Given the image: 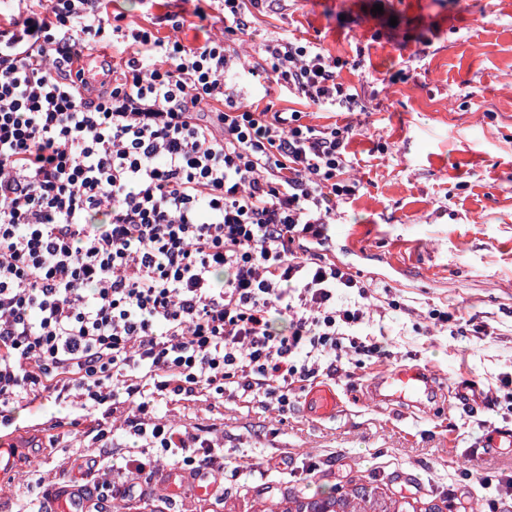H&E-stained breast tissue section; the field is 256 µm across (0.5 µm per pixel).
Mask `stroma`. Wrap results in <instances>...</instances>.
<instances>
[{"label": "stroma", "mask_w": 512, "mask_h": 512, "mask_svg": "<svg viewBox=\"0 0 512 512\" xmlns=\"http://www.w3.org/2000/svg\"><path fill=\"white\" fill-rule=\"evenodd\" d=\"M196 4L111 0L109 9L127 29L163 35L166 14L184 16L191 46ZM253 26L321 46L355 96L320 108L276 84L239 82L243 101L353 127L360 188L331 225L327 254L370 284L387 355L330 377L343 398L331 419L307 416L302 390L284 414L209 396L162 402L172 424L219 441L224 497L156 496L135 512H256L260 499L374 482L396 497L453 505L467 492L472 512H512V500L478 490L483 478L512 477V452L485 446L489 429L512 428V386L501 383L512 378V0H265ZM434 309L453 323L434 326ZM459 318L471 330L458 331ZM399 367L432 373L427 409L369 401L375 375ZM458 384L495 389V411L473 417L452 403ZM13 415L26 434L0 512L49 495L105 454H127L126 437L109 449L92 439L95 418L79 405L43 395Z\"/></svg>", "instance_id": "stroma-1"}]
</instances>
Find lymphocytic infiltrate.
<instances>
[{"label":"lymphocytic infiltrate","instance_id":"lymphocytic-infiltrate-1","mask_svg":"<svg viewBox=\"0 0 512 512\" xmlns=\"http://www.w3.org/2000/svg\"><path fill=\"white\" fill-rule=\"evenodd\" d=\"M0 24V409L42 393L111 417L159 461L212 468L209 440L155 416L199 393L264 399L287 412L293 390L344 359L381 356L355 335L367 286L328 259L350 131L300 112L242 104L234 43L263 0H217L224 35L185 45L125 31L105 0H16ZM134 50L109 88L77 60ZM274 80L314 105L348 104L321 47L267 38ZM223 282H216L217 272ZM288 330L275 332L272 315Z\"/></svg>","mask_w":512,"mask_h":512}]
</instances>
